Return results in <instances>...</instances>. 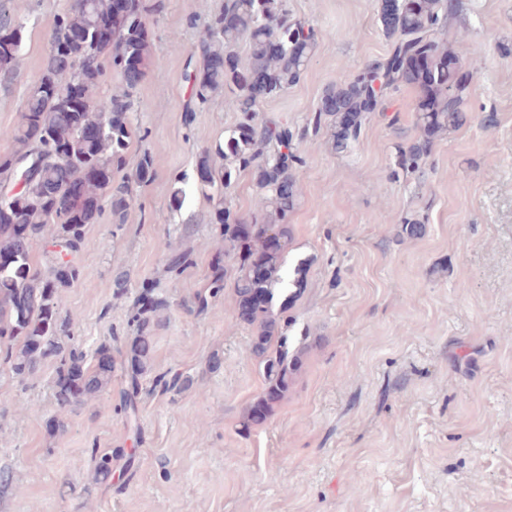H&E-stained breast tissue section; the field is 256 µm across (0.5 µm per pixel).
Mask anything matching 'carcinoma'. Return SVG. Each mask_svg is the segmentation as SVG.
I'll return each instance as SVG.
<instances>
[{
  "label": "carcinoma",
  "instance_id": "1",
  "mask_svg": "<svg viewBox=\"0 0 512 512\" xmlns=\"http://www.w3.org/2000/svg\"><path fill=\"white\" fill-rule=\"evenodd\" d=\"M450 5L444 0H406L393 10L379 0L383 32L396 41L386 60L353 79L340 80L320 100L309 121L313 133L325 127L334 148L348 152L357 143L366 115L377 110L380 96L374 86L387 89L416 84L424 96L419 104L417 140L400 145L392 176L421 172L433 139L463 120L460 106L465 86L457 79L459 60L438 34L448 26ZM231 23L224 24L225 18ZM108 24L112 40L96 43L101 24ZM24 27L0 16V81L12 78L23 42ZM281 48L272 50L273 41ZM249 46L248 65L242 67L237 46ZM316 45L315 30L290 21L283 0H224L223 9L208 24L202 40L200 68L187 76L192 98L203 106L221 88L230 92L225 107L242 120L216 153L204 150L197 161V180L218 197L210 223L223 243L212 261L204 291L194 305L202 313L224 295L233 278L238 317L257 327L251 351L262 359L268 380L265 395L248 412L251 421L270 415L288 393L298 357L288 358V337L279 331L274 300L285 282V253L291 231L284 220L298 203L295 170L302 164L296 140L304 138L273 120L257 117L259 97L249 91L253 76L263 81V96L274 97L300 78ZM149 40L144 0H73L55 14L47 62L27 98L17 126L8 134L11 148L0 154V176L23 181L16 192L0 196V358L20 379L34 374L43 362L56 365L53 397L64 411L96 398L112 374V344L100 343L87 354L73 343L74 319L63 311L65 291L80 280L81 270L66 256L84 245L86 229L104 210L124 217L133 202L131 184L153 181V160L147 153L133 164L127 149L135 130L130 119L131 98L147 74ZM119 76L120 94L96 98L106 72ZM35 152L53 156L34 177H23L14 164ZM224 158V167L213 155ZM131 168L117 184L114 175ZM249 171L259 195L257 206L266 223L249 224L224 206V190L234 174ZM80 188V199L69 191ZM49 239L60 247L42 271L32 264V245ZM235 258L229 268L228 256ZM194 264L191 252L169 249L167 269L181 272ZM167 302L145 286L128 317L133 336L126 345L132 388L148 368L157 312Z\"/></svg>",
  "mask_w": 512,
  "mask_h": 512
}]
</instances>
